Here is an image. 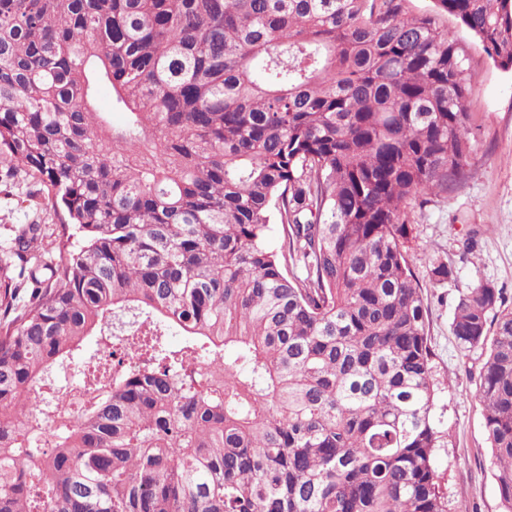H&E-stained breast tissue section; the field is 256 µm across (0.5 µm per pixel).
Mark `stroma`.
<instances>
[{
  "label": "stroma",
  "mask_w": 512,
  "mask_h": 512,
  "mask_svg": "<svg viewBox=\"0 0 512 512\" xmlns=\"http://www.w3.org/2000/svg\"><path fill=\"white\" fill-rule=\"evenodd\" d=\"M447 26L471 55L466 101L471 175L415 207L407 256L428 308L436 409L452 432L448 446L436 454L448 512H501L482 406L474 395L481 360L478 352L458 346L450 323L459 290L480 280L499 288L504 306L512 307V72L497 68L455 19ZM31 223L47 236L57 219L36 184L9 189L0 174V244L11 238L12 225ZM436 260L454 267L452 280L430 282L428 270Z\"/></svg>",
  "instance_id": "1"
}]
</instances>
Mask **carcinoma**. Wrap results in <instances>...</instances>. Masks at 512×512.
Wrapping results in <instances>:
<instances>
[{
	"label": "carcinoma",
	"instance_id": "carcinoma-1",
	"mask_svg": "<svg viewBox=\"0 0 512 512\" xmlns=\"http://www.w3.org/2000/svg\"><path fill=\"white\" fill-rule=\"evenodd\" d=\"M407 2L0 0V162L60 222L0 246V512H448L405 244L468 177L444 21L512 70V0ZM499 301L460 290L450 329L512 512ZM90 341L76 408L43 397Z\"/></svg>",
	"mask_w": 512,
	"mask_h": 512
}]
</instances>
